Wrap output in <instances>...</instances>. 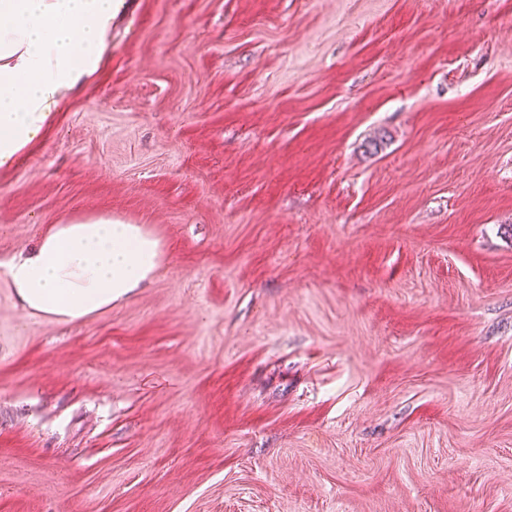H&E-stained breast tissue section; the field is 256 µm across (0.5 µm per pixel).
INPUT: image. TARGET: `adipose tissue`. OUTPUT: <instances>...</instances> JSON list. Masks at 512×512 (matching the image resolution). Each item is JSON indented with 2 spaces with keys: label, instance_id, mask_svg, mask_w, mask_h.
Wrapping results in <instances>:
<instances>
[{
  "label": "adipose tissue",
  "instance_id": "1",
  "mask_svg": "<svg viewBox=\"0 0 512 512\" xmlns=\"http://www.w3.org/2000/svg\"><path fill=\"white\" fill-rule=\"evenodd\" d=\"M125 0H0V167L40 137L65 93L93 71ZM159 241L106 215L55 224L9 268L33 315L72 323L155 276Z\"/></svg>",
  "mask_w": 512,
  "mask_h": 512
}]
</instances>
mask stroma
Returning a JSON list of instances; mask_svg holds the SVG:
<instances>
[{
    "instance_id": "1",
    "label": "stroma",
    "mask_w": 512,
    "mask_h": 512,
    "mask_svg": "<svg viewBox=\"0 0 512 512\" xmlns=\"http://www.w3.org/2000/svg\"><path fill=\"white\" fill-rule=\"evenodd\" d=\"M97 214L155 279L29 315ZM0 512H512V0H126L0 168ZM159 241L138 224L98 215L53 224L10 264V284L32 315L83 320L112 307L155 276Z\"/></svg>"
}]
</instances>
